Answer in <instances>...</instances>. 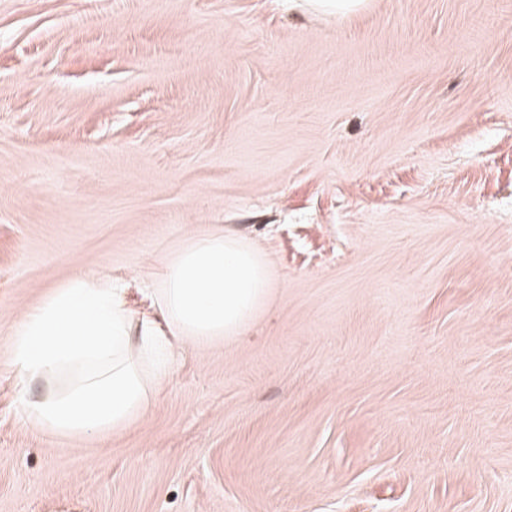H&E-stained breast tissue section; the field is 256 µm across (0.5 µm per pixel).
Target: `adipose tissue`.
Returning <instances> with one entry per match:
<instances>
[{
	"label": "adipose tissue",
	"instance_id": "obj_1",
	"mask_svg": "<svg viewBox=\"0 0 512 512\" xmlns=\"http://www.w3.org/2000/svg\"><path fill=\"white\" fill-rule=\"evenodd\" d=\"M155 264L143 309L128 306L126 278L79 269L19 317L8 361L22 386L42 387L24 400L37 428L81 437L134 425L174 345L240 337L274 291L262 250L220 227L189 234Z\"/></svg>",
	"mask_w": 512,
	"mask_h": 512
}]
</instances>
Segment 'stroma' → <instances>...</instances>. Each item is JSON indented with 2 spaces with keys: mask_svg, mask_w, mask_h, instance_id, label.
<instances>
[{
  "mask_svg": "<svg viewBox=\"0 0 512 512\" xmlns=\"http://www.w3.org/2000/svg\"><path fill=\"white\" fill-rule=\"evenodd\" d=\"M0 0V512H512V0ZM220 226L237 339L34 427L8 339Z\"/></svg>",
  "mask_w": 512,
  "mask_h": 512,
  "instance_id": "obj_1",
  "label": "stroma"
}]
</instances>
